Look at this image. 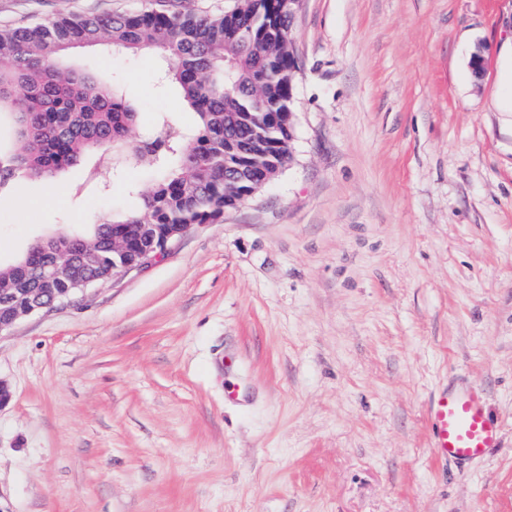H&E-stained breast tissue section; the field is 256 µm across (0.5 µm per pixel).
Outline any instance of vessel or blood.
<instances>
[{"label":"vessel or blood","instance_id":"vessel-or-blood-1","mask_svg":"<svg viewBox=\"0 0 512 512\" xmlns=\"http://www.w3.org/2000/svg\"><path fill=\"white\" fill-rule=\"evenodd\" d=\"M430 420L432 446L448 462L480 459L500 444V425L487 413L478 389L442 393L431 406Z\"/></svg>","mask_w":512,"mask_h":512}]
</instances>
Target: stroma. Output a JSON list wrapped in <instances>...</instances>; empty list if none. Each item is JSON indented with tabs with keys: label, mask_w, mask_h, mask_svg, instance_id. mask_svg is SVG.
<instances>
[{
	"label": "stroma",
	"mask_w": 512,
	"mask_h": 512,
	"mask_svg": "<svg viewBox=\"0 0 512 512\" xmlns=\"http://www.w3.org/2000/svg\"><path fill=\"white\" fill-rule=\"evenodd\" d=\"M146 0H0V26ZM293 157L160 258L0 334L9 512H512V0H300ZM484 57L473 76L474 52ZM197 116L161 55L80 52ZM89 163L0 196V264L138 206ZM236 384L238 398L225 395ZM475 386L501 446L459 468L429 407Z\"/></svg>",
	"instance_id": "1"
}]
</instances>
